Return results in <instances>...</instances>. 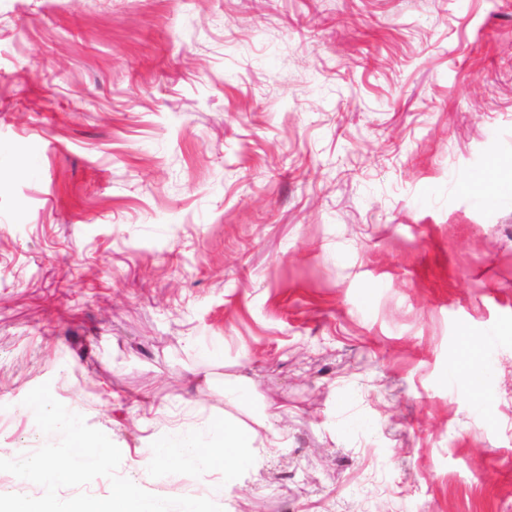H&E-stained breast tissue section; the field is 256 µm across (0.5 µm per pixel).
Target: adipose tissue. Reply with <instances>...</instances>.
Returning a JSON list of instances; mask_svg holds the SVG:
<instances>
[{
    "label": "adipose tissue",
    "instance_id": "obj_1",
    "mask_svg": "<svg viewBox=\"0 0 512 512\" xmlns=\"http://www.w3.org/2000/svg\"><path fill=\"white\" fill-rule=\"evenodd\" d=\"M215 439L221 443V451H214L197 444L191 432L173 430L168 436L150 446L147 461L154 467H165L170 459H178L183 466L193 469H208L223 465L231 459V467H225V477L232 478L248 470L254 463L251 447L257 438L255 431L240 427L219 425L214 431Z\"/></svg>",
    "mask_w": 512,
    "mask_h": 512
}]
</instances>
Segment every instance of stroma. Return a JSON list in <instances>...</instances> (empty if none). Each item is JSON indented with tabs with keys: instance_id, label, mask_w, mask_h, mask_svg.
<instances>
[{
	"instance_id": "stroma-1",
	"label": "stroma",
	"mask_w": 512,
	"mask_h": 512,
	"mask_svg": "<svg viewBox=\"0 0 512 512\" xmlns=\"http://www.w3.org/2000/svg\"><path fill=\"white\" fill-rule=\"evenodd\" d=\"M511 173L512 0H0V448L47 382L159 496L512 512ZM258 434L249 429L240 427H229L226 420L214 431V438L224 446L225 455L230 453L232 455V466H224V478H233L243 471L248 470L254 463V456L250 450L253 448ZM147 451V462L153 467H165L171 458H177L183 466L193 469H208L224 463L223 453L198 445L194 435L182 429L173 430Z\"/></svg>"
}]
</instances>
